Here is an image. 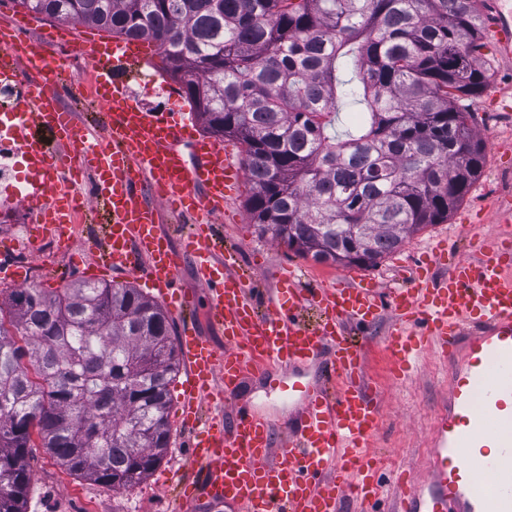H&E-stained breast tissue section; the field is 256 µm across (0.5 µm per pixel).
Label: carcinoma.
Here are the masks:
<instances>
[{
	"label": "carcinoma",
	"mask_w": 512,
	"mask_h": 512,
	"mask_svg": "<svg viewBox=\"0 0 512 512\" xmlns=\"http://www.w3.org/2000/svg\"><path fill=\"white\" fill-rule=\"evenodd\" d=\"M160 51L204 130L244 146L262 236L316 262L372 268L447 219L484 144L467 101L491 77L475 0H14ZM357 121L336 132L340 105ZM0 320V512H22L32 432L107 487L170 444L179 369L167 316L129 284L9 294Z\"/></svg>",
	"instance_id": "obj_1"
}]
</instances>
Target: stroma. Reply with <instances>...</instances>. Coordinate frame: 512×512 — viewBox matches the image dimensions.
<instances>
[{"mask_svg": "<svg viewBox=\"0 0 512 512\" xmlns=\"http://www.w3.org/2000/svg\"><path fill=\"white\" fill-rule=\"evenodd\" d=\"M2 20L12 22L23 41H42L50 54L69 56L72 71L83 81L85 95L93 96L92 66L82 51L111 41V34L89 25L47 19L18 6L14 0H0ZM483 41L492 76L484 92L470 101L469 110L473 115L472 127L485 146V161L478 179L447 220L408 238L376 268L319 263L296 255L270 237L259 236L245 207L249 184L242 176L235 195L224 206L222 223L224 241L237 246L240 265L252 268L257 276L270 282L278 272L292 269L311 285L331 286L345 278H356L389 287L399 285L400 269L416 266L418 262H428L430 271L439 274L472 250L486 252L497 246L503 231L497 222L496 204L512 196V62L498 56L491 33H484ZM144 69L147 79L134 77L128 82L134 100L160 111L183 113L195 136H203L184 93L163 91L162 86L169 78L158 49L149 50ZM89 235L88 227H80L69 245L61 247L52 241L36 240L34 232L20 235L11 225L0 223V248L8 261L27 265L31 281L44 288L57 289L90 274L107 283L140 286V279L132 273L109 269L89 273ZM388 328V322L381 321L363 332L376 346L369 383L386 390L384 415L373 438L374 447L383 456L382 480L375 503L380 512L390 504L392 474L415 465L422 455L448 381L447 367L427 353L413 355L406 374L390 377L381 351ZM179 416L178 402H171L170 447L166 457L142 482L121 490L69 472L42 447L40 439H33L25 512H179L180 501L168 486L170 478L188 473L185 445L189 430L180 424Z\"/></svg>", "mask_w": 512, "mask_h": 512, "instance_id": "obj_1", "label": "stroma"}]
</instances>
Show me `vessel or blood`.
Returning <instances> with one entry per match:
<instances>
[{"label":"vessel or blood","mask_w":512,"mask_h":512,"mask_svg":"<svg viewBox=\"0 0 512 512\" xmlns=\"http://www.w3.org/2000/svg\"><path fill=\"white\" fill-rule=\"evenodd\" d=\"M482 8L500 56L511 60L512 18L501 0H482ZM144 46L123 39L96 53L94 93L106 111L91 137L61 107L53 56L37 43L16 48L13 28L0 25V69L32 76L33 96L12 120L55 131L60 145L49 155L41 140L23 139L28 165L49 173L29 204L55 207L59 169L92 171L94 200L110 222L89 249L109 268L134 272L175 318L196 303L177 286L193 259L208 316L224 331L220 352L192 324L178 338L182 414L205 422L189 444L199 477L175 486L183 512L204 502L231 512H340L345 498L375 499L379 459L367 447L382 413L367 393L366 349L348 334L386 315L394 319L386 338L393 375L422 350L448 368L421 473L397 476L389 512H512V245L458 259L447 276L421 275L385 296L356 281L305 288L295 272H282L257 303L259 279L238 271L232 253L218 255L213 225L198 223L186 255L160 229L162 207L185 220L223 213L236 179L227 146L193 138L187 121L133 100L121 74L142 61ZM308 310L316 322L303 320ZM257 374L287 401L288 425L231 402Z\"/></svg>","instance_id":"1"}]
</instances>
